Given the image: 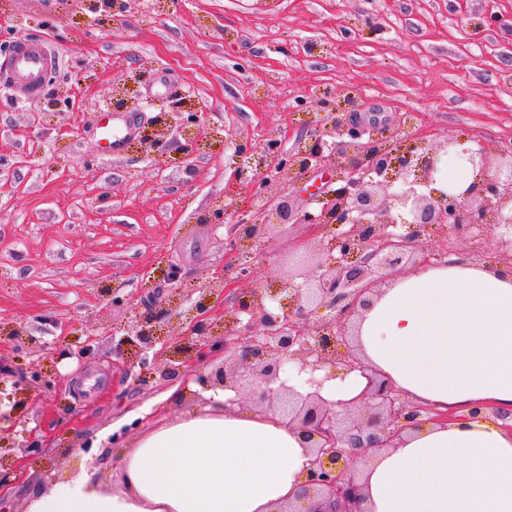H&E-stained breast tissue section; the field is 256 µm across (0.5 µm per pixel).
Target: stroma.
Masks as SVG:
<instances>
[{
	"label": "stroma",
	"instance_id": "stroma-1",
	"mask_svg": "<svg viewBox=\"0 0 512 512\" xmlns=\"http://www.w3.org/2000/svg\"><path fill=\"white\" fill-rule=\"evenodd\" d=\"M124 4L113 17L103 0H0V53L47 37L59 59L37 99L0 86V400L26 396L0 439L16 468L0 512H25L34 489L84 466L121 489L124 451L208 406L196 372L161 379L154 350L125 338L159 308L161 336L184 335L191 289L262 287L304 251V228L271 227L239 276L227 243L238 221L260 222L250 203L265 186L225 198L238 146L294 152L323 124V97L357 100V121L407 145L512 140V0ZM124 90L139 124L114 156L99 116ZM190 112L204 124L186 158ZM173 388L182 399H165Z\"/></svg>",
	"mask_w": 512,
	"mask_h": 512
}]
</instances>
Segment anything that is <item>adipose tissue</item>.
<instances>
[{"instance_id": "adipose-tissue-1", "label": "adipose tissue", "mask_w": 512, "mask_h": 512, "mask_svg": "<svg viewBox=\"0 0 512 512\" xmlns=\"http://www.w3.org/2000/svg\"><path fill=\"white\" fill-rule=\"evenodd\" d=\"M359 351L401 395L452 412L357 458L364 512H512V267L460 256L391 280L357 319ZM231 390L206 413L140 438L120 459L124 488L87 476L33 492L25 512H273L310 456L280 417L242 410Z\"/></svg>"}]
</instances>
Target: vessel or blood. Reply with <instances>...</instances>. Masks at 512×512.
Returning <instances> with one entry per match:
<instances>
[{
  "mask_svg": "<svg viewBox=\"0 0 512 512\" xmlns=\"http://www.w3.org/2000/svg\"><path fill=\"white\" fill-rule=\"evenodd\" d=\"M57 65L58 57L48 42H20L0 61V84L13 91L16 97L32 99L41 95ZM136 124L137 116L132 112L102 113L101 130L106 150L120 154L126 140L135 132Z\"/></svg>",
  "mask_w": 512,
  "mask_h": 512,
  "instance_id": "1",
  "label": "vessel or blood"
}]
</instances>
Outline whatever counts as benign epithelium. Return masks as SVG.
I'll return each mask as SVG.
<instances>
[{
  "mask_svg": "<svg viewBox=\"0 0 512 512\" xmlns=\"http://www.w3.org/2000/svg\"><path fill=\"white\" fill-rule=\"evenodd\" d=\"M459 141L422 142L405 149L387 148L382 127H368L344 112H331L322 128L298 143L285 157L241 151L238 180L248 168L264 170L268 185L281 174L299 178L325 166L336 168L335 187L316 195L317 208L296 206L266 193L264 220L237 225L240 241L264 237L270 224L284 230L305 226L318 238L315 273L300 267L279 274L272 288H254L233 296L224 308V333L206 321L210 288H196L197 315L189 335L160 340L162 313L135 321L130 343L151 348L162 342L170 378L182 367L212 366L198 377L205 390H249L255 411L272 412L302 432L311 456L306 481L294 500L275 512H363L362 487L349 473L355 452L392 448L408 425L452 416L424 415L403 402L384 375L367 366L352 341L351 320L369 305L380 279H390L431 255L424 244L431 234L453 231L463 238L472 229L494 225L492 253L512 265V147L495 151L484 145L464 150L477 177L460 194L434 190L439 154ZM302 282H297V278ZM237 336L235 347L228 337ZM310 374L314 390L303 395L281 376L285 366ZM357 371L366 386L344 411L324 398L325 382Z\"/></svg>",
  "mask_w": 512,
  "mask_h": 512,
  "instance_id": "obj_1",
  "label": "benign epithelium"
}]
</instances>
